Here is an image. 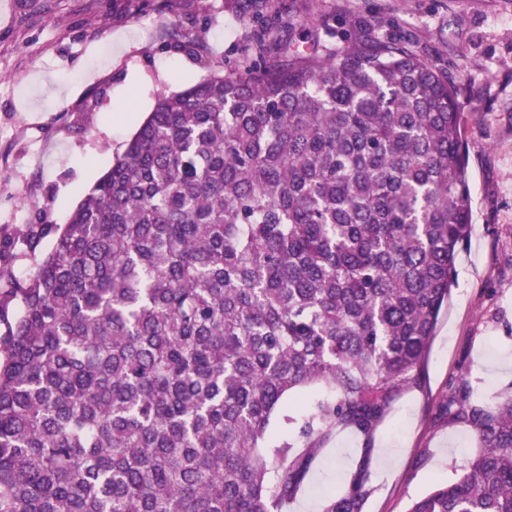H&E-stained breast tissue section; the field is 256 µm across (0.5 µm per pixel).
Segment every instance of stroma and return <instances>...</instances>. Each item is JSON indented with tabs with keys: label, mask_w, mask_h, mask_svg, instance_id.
<instances>
[{
	"label": "stroma",
	"mask_w": 512,
	"mask_h": 512,
	"mask_svg": "<svg viewBox=\"0 0 512 512\" xmlns=\"http://www.w3.org/2000/svg\"><path fill=\"white\" fill-rule=\"evenodd\" d=\"M271 49L301 30L381 22L448 75H465L472 231L456 261L419 389L378 428L364 512H406L460 475L477 433L459 404L495 409L512 394V0H266ZM235 0H0V286L30 273L71 210L109 169L156 100L219 66L243 64L254 36ZM204 39L195 54L188 42ZM362 440L338 430L285 512H322Z\"/></svg>",
	"instance_id": "35a3bbf8"
}]
</instances>
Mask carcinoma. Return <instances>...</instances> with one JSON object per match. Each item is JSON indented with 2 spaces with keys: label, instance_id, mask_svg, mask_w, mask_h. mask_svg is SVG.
Returning a JSON list of instances; mask_svg holds the SVG:
<instances>
[{
  "label": "carcinoma",
  "instance_id": "obj_1",
  "mask_svg": "<svg viewBox=\"0 0 512 512\" xmlns=\"http://www.w3.org/2000/svg\"><path fill=\"white\" fill-rule=\"evenodd\" d=\"M328 32L160 97L0 289V512H281L337 427L363 447L324 512H363L471 233L465 78ZM457 416L478 453L407 512H512V395Z\"/></svg>",
  "mask_w": 512,
  "mask_h": 512
}]
</instances>
